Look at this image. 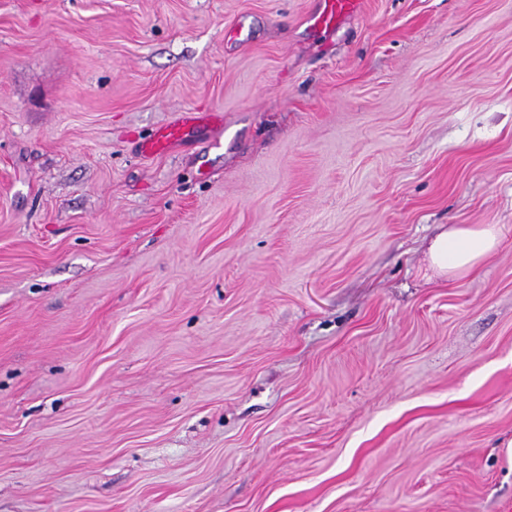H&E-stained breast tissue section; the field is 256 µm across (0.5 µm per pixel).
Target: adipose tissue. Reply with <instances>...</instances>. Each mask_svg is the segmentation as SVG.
<instances>
[{
	"label": "adipose tissue",
	"mask_w": 512,
	"mask_h": 512,
	"mask_svg": "<svg viewBox=\"0 0 512 512\" xmlns=\"http://www.w3.org/2000/svg\"><path fill=\"white\" fill-rule=\"evenodd\" d=\"M495 226L460 224L437 236L430 248L432 265L443 274L460 277L478 269L484 258L498 245Z\"/></svg>",
	"instance_id": "1"
}]
</instances>
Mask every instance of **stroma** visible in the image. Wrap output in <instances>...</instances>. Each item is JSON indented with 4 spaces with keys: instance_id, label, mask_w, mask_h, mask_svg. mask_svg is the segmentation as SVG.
Segmentation results:
<instances>
[{
    "instance_id": "1",
    "label": "stroma",
    "mask_w": 512,
    "mask_h": 512,
    "mask_svg": "<svg viewBox=\"0 0 512 512\" xmlns=\"http://www.w3.org/2000/svg\"><path fill=\"white\" fill-rule=\"evenodd\" d=\"M317 6L0 0V512H512V0ZM360 0H322L318 13L310 18L315 29L325 30L334 27L345 15L351 13ZM215 119V115L211 113L184 112L177 122L159 128L152 137L142 142L141 153L150 156L164 152L182 141L183 136L190 129L217 127V125L211 124ZM437 236L429 248L431 264L441 273L460 277L474 272L498 245L493 225L455 224Z\"/></svg>"
}]
</instances>
